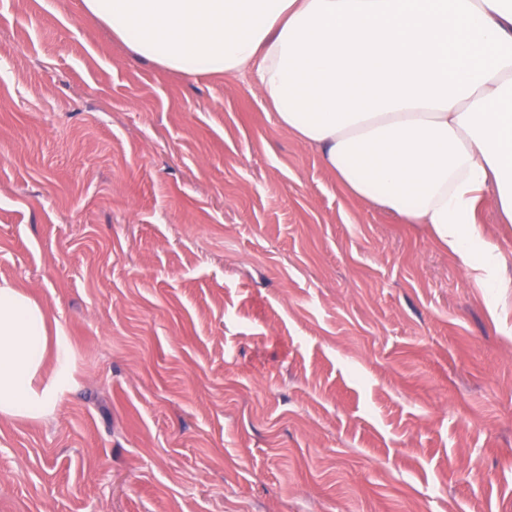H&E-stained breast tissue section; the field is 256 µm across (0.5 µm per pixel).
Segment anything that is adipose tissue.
<instances>
[{"mask_svg":"<svg viewBox=\"0 0 512 512\" xmlns=\"http://www.w3.org/2000/svg\"><path fill=\"white\" fill-rule=\"evenodd\" d=\"M130 56L251 76L278 124L354 197L423 224L479 280L512 223V0H81ZM52 375H45L47 361ZM72 381L68 342L0 279V416L42 419ZM481 222L482 233L508 258L507 263L498 269L496 277L512 282V224H496L497 216L489 202L483 205Z\"/></svg>","mask_w":512,"mask_h":512,"instance_id":"obj_1","label":"adipose tissue"}]
</instances>
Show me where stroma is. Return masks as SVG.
<instances>
[{
	"mask_svg": "<svg viewBox=\"0 0 512 512\" xmlns=\"http://www.w3.org/2000/svg\"><path fill=\"white\" fill-rule=\"evenodd\" d=\"M479 286L353 198L251 77L0 0V279L72 388L0 417V512H512V224Z\"/></svg>",
	"mask_w": 512,
	"mask_h": 512,
	"instance_id": "35a3bbf8",
	"label": "stroma"
}]
</instances>
